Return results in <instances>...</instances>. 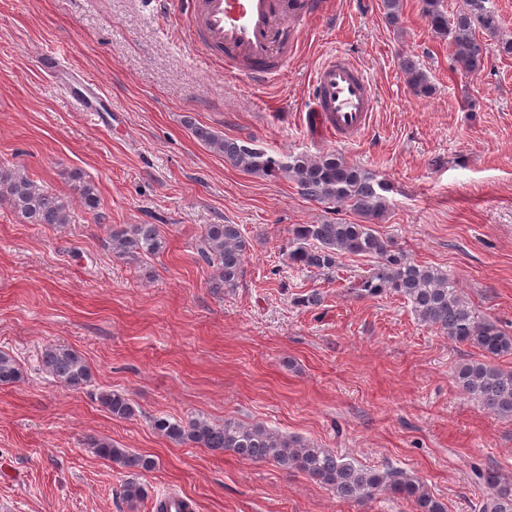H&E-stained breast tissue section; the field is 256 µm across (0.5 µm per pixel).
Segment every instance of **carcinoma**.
I'll list each match as a JSON object with an SVG mask.
<instances>
[{"mask_svg":"<svg viewBox=\"0 0 512 512\" xmlns=\"http://www.w3.org/2000/svg\"><path fill=\"white\" fill-rule=\"evenodd\" d=\"M382 8L387 22L399 26L400 0H382ZM422 14L432 34L448 41L453 67L462 73L480 72L492 48L501 56H512V36L502 32L501 16L491 0H460L452 12L444 0H422ZM478 30L490 36L494 44L479 39ZM400 69L415 95L434 94L429 75L414 57H402ZM194 134L224 156L229 165L259 178L282 175L296 185L305 199L345 207L362 218L361 223L326 221L294 225L288 239L289 264L328 275L339 267L345 255L373 259L367 274L350 286L351 293L360 298L399 296L410 305L421 324L442 332L455 344L479 349L482 359L461 364L455 372L456 383L489 413L512 419V370H503L494 363L497 358L512 354V335L505 333L496 321L479 315L447 271L414 262L392 238L375 230L373 224L389 208L392 187L386 180L336 152L279 156L255 145L251 139L224 138L200 127L194 129ZM68 180L84 211L97 220L103 219L95 183L78 171L68 173ZM0 201L7 203L25 224L60 226L72 222L69 204L19 168L0 170ZM110 246L118 259H139L160 254L165 241L158 225L131 224L112 231ZM249 251L250 242L241 225L205 226L198 255L213 269L214 291L231 292L238 287ZM40 363L52 380L68 388L81 390L91 383L86 360L68 346L46 345ZM21 378L22 368L16 358L0 350V385L13 384ZM97 402L114 418L126 419L134 414L130 400L115 390L99 391ZM152 426L178 445L230 451L249 461L299 471L339 500L361 502L380 494L411 502L415 512H448L446 503L416 476L396 469H365L337 451L277 433L260 423L226 419L220 425L203 417L182 421L162 416L154 418ZM87 444L100 457L125 469L140 473L156 467L153 458L120 448L107 439L90 437ZM472 473L487 488L478 512H512V483L504 481L491 468L474 465ZM122 495L134 510L147 492L133 477L124 483Z\"/></svg>","mask_w":512,"mask_h":512,"instance_id":"cac0c4a2","label":"carcinoma"}]
</instances>
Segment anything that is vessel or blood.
I'll list each match as a JSON object with an SVG mask.
<instances>
[{"mask_svg":"<svg viewBox=\"0 0 512 512\" xmlns=\"http://www.w3.org/2000/svg\"><path fill=\"white\" fill-rule=\"evenodd\" d=\"M199 58L223 52L224 72L254 83L279 77L288 47L325 0H182ZM314 120L336 142L356 143L369 128L376 99L368 75L343 54L330 55L312 77Z\"/></svg>","mask_w":512,"mask_h":512,"instance_id":"vessel-or-blood-1","label":"vessel or blood"}]
</instances>
